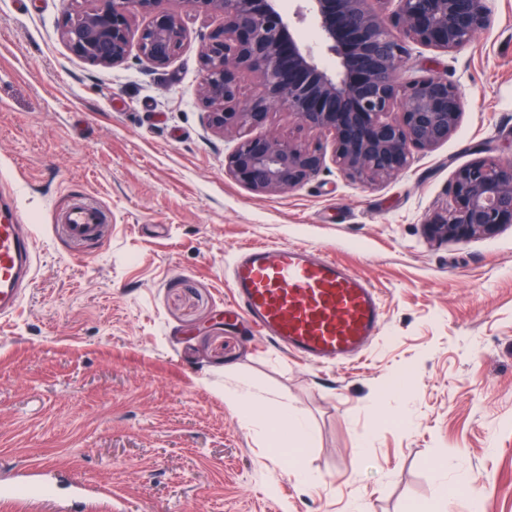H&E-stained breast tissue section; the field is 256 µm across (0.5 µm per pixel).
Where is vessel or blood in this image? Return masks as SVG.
I'll return each instance as SVG.
<instances>
[{"instance_id": "1", "label": "vessel or blood", "mask_w": 512, "mask_h": 512, "mask_svg": "<svg viewBox=\"0 0 512 512\" xmlns=\"http://www.w3.org/2000/svg\"><path fill=\"white\" fill-rule=\"evenodd\" d=\"M104 213L77 198L56 221L69 237L93 240ZM33 225L0 182V316L21 305L34 278ZM235 313L314 366H333L360 354L382 327L378 293L335 259L298 245L256 244L237 253L232 273ZM15 488L20 499L44 500L50 488L29 474Z\"/></svg>"}]
</instances>
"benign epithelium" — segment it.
Listing matches in <instances>:
<instances>
[{"label":"benign epithelium","instance_id":"benign-epithelium-1","mask_svg":"<svg viewBox=\"0 0 512 512\" xmlns=\"http://www.w3.org/2000/svg\"><path fill=\"white\" fill-rule=\"evenodd\" d=\"M88 2L79 26L67 20L62 31L80 58L117 66L135 39L143 61L160 67L182 45L185 24L165 7L167 0ZM188 2L224 15V29L202 52V96L209 127L240 134L224 171L257 194L290 190L316 177L325 163L322 135L332 136V161L346 177L372 184L407 169L413 152L447 142L462 115L457 87L435 74L400 82L407 45L455 52L492 23L489 0H303L323 52L336 59L329 70L280 0ZM137 12L150 22L136 35L131 19ZM243 73L258 81L261 94L243 95ZM277 108L295 115L312 138L248 136ZM449 195V205L429 220L435 238L487 236L511 225L512 161L486 157L460 166Z\"/></svg>","mask_w":512,"mask_h":512}]
</instances>
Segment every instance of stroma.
Instances as JSON below:
<instances>
[{
  "instance_id": "obj_1",
  "label": "stroma",
  "mask_w": 512,
  "mask_h": 512,
  "mask_svg": "<svg viewBox=\"0 0 512 512\" xmlns=\"http://www.w3.org/2000/svg\"><path fill=\"white\" fill-rule=\"evenodd\" d=\"M167 7L186 26L167 65L134 47L102 67L63 41L60 0H0V171L40 255L0 319V479L52 471L53 499L32 512L79 483L112 488L93 512H351L357 499L434 512L465 475L485 491L455 512H512V227L459 241L427 229L459 166L512 159V0L459 51L409 47L410 75L461 95L446 143L382 184L329 160L271 194L225 174L239 137L207 126L201 54L223 16ZM80 194L106 213L92 244L55 222ZM253 244L311 247L366 279L378 338L321 368L231 314L232 261ZM245 383L266 414L305 417L302 476L272 425L244 426L225 403Z\"/></svg>"
}]
</instances>
